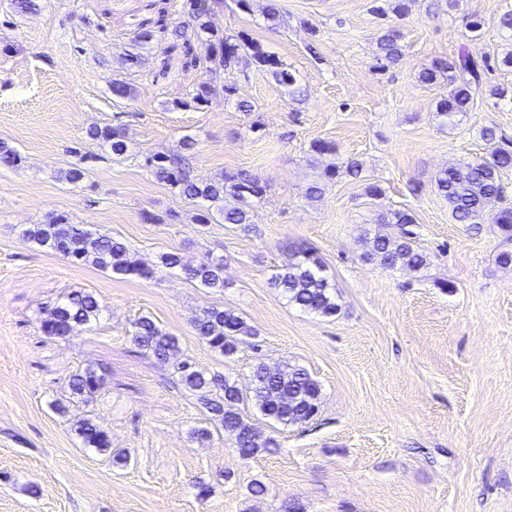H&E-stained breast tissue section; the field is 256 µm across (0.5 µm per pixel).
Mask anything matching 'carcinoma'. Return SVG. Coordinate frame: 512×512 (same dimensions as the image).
<instances>
[{
  "mask_svg": "<svg viewBox=\"0 0 512 512\" xmlns=\"http://www.w3.org/2000/svg\"><path fill=\"white\" fill-rule=\"evenodd\" d=\"M224 7V0H182V20L170 24L161 17L157 20L172 40V46H182L190 65L205 66L210 71L247 68L251 65L268 69L275 81L286 89L288 96L300 93L296 76L259 45L242 36L224 35L214 30L210 17ZM153 39V31L136 32L125 48L116 55L120 69L129 70L143 62L141 49ZM206 44V53L196 54L194 41ZM377 67L385 68L400 62L403 55L401 34L394 27L378 32L375 37ZM487 67L483 59L466 51L456 58H439L423 69L421 82L434 84L442 79L448 82V95L436 105V117L443 124L454 125L472 111L475 95L480 88ZM218 94L233 103L240 112H253V102L236 96L229 86L216 87L204 81L196 87L188 100L174 103L176 107L206 106ZM93 140L119 157L127 150L125 131L119 126H95L90 132ZM486 156L451 163L435 176L437 192L448 202L449 217L456 224L477 226L492 219L496 233L505 248L498 254L499 263L512 265V208L502 206L505 197L504 173L512 171V150L500 144L496 128L486 126L481 131ZM196 142L184 137L170 150L155 153L145 159V165L155 178L176 189L187 200L208 202L203 223L212 221L226 224L248 223L249 210L262 200L265 186L262 181L244 171H226L216 180L200 184L191 178L188 161ZM353 180L362 178L363 164L355 159L340 167L330 163L320 179L305 189V196L317 200L322 196V183L340 173ZM376 223L380 229L362 237L364 251L361 258L388 271L419 272L429 263V256L416 243L413 214L408 210H388L379 213ZM23 235L38 246L62 256L73 264H90L116 275L136 276L141 279L156 277L155 269L131 259L127 246L109 235L100 233L89 224H79L67 212L56 213L39 224H30ZM162 267L181 270L186 279L205 288L222 289L224 260L205 256L193 263L179 252L161 256ZM271 284L280 290L289 304L324 317L336 315V293L320 266L301 248L292 249L288 262L272 276ZM102 305L90 292L75 291L40 318L41 332L50 339L71 333L76 327L99 319ZM196 336L212 351L224 356L235 355L241 347H249V338L256 331L235 310L207 308L192 319ZM133 344L157 361H176V371L183 387L200 402L210 426L191 431L194 441L203 443L213 434L228 436L242 458H252L271 448V438L242 414V407L253 406L266 419L283 426H296L312 419L319 409L321 385L307 369L300 365H255L251 391H242L234 381L221 372L199 368L178 360V340L165 332L149 316H140L133 323ZM104 388V379L92 368L73 374L68 382L70 402L90 406ZM75 431L82 447L100 452L112 450L106 428L95 418L85 415L76 421Z\"/></svg>",
  "mask_w": 512,
  "mask_h": 512,
  "instance_id": "carcinoma-1",
  "label": "carcinoma"
}]
</instances>
